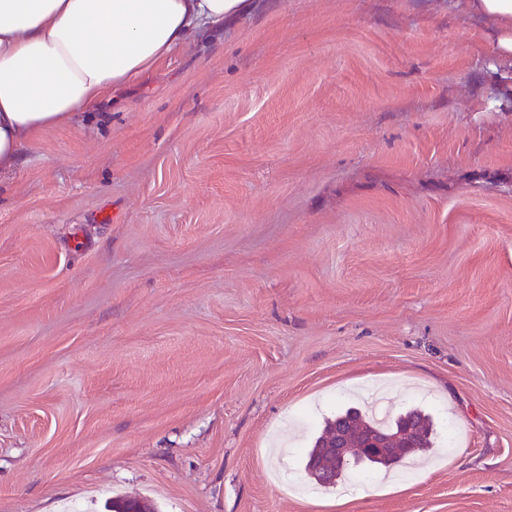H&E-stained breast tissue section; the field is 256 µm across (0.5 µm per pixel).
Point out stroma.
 Listing matches in <instances>:
<instances>
[{"mask_svg":"<svg viewBox=\"0 0 512 512\" xmlns=\"http://www.w3.org/2000/svg\"><path fill=\"white\" fill-rule=\"evenodd\" d=\"M492 32L463 0H259L35 135L0 174V512H512ZM357 391L435 450L317 488ZM142 504L144 510L137 512H159L160 510L153 503L148 502L142 498H128V497H112L105 501V512H133L132 509L139 507Z\"/></svg>","mask_w":512,"mask_h":512,"instance_id":"obj_1","label":"stroma"}]
</instances>
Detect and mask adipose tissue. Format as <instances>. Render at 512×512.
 <instances>
[{
  "instance_id": "adipose-tissue-1",
  "label": "adipose tissue",
  "mask_w": 512,
  "mask_h": 512,
  "mask_svg": "<svg viewBox=\"0 0 512 512\" xmlns=\"http://www.w3.org/2000/svg\"><path fill=\"white\" fill-rule=\"evenodd\" d=\"M496 22L512 60V0H465ZM253 0H0V173L43 129L138 82L193 33L250 13Z\"/></svg>"
}]
</instances>
